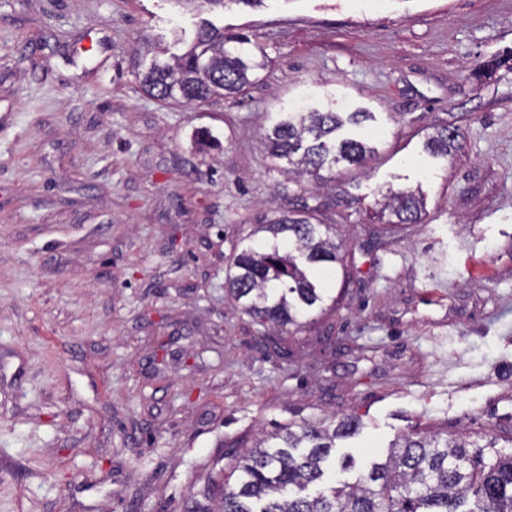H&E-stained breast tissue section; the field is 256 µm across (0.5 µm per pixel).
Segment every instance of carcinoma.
Listing matches in <instances>:
<instances>
[{
    "instance_id": "cac0c4a2",
    "label": "carcinoma",
    "mask_w": 512,
    "mask_h": 512,
    "mask_svg": "<svg viewBox=\"0 0 512 512\" xmlns=\"http://www.w3.org/2000/svg\"><path fill=\"white\" fill-rule=\"evenodd\" d=\"M266 67L265 53L249 35L227 34L210 22L195 31L187 51L163 61L134 55L133 75L148 96L167 104L234 98L254 85ZM304 106L280 112L265 134L274 165L297 181L320 185L336 179L346 163L360 165L375 152L374 136L343 137L347 125L373 118L365 108ZM463 134L443 127L426 137L424 149L445 159L460 147ZM423 198L405 189H388L366 209L367 217L395 230L422 220ZM272 241L235 255L224 282L229 296L260 326L285 334L305 327L304 319L324 310L327 284L336 268L346 269L349 248L326 238L316 209L280 211L262 225ZM353 414L317 427L288 425L239 456L224 479V512H512V431L482 430L450 436L446 432L404 433L384 460L362 470L355 481L326 482L338 467L349 471L354 459H336L337 442L357 434Z\"/></svg>"
}]
</instances>
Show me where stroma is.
I'll return each instance as SVG.
<instances>
[{
  "instance_id": "1",
  "label": "stroma",
  "mask_w": 512,
  "mask_h": 512,
  "mask_svg": "<svg viewBox=\"0 0 512 512\" xmlns=\"http://www.w3.org/2000/svg\"><path fill=\"white\" fill-rule=\"evenodd\" d=\"M257 35L236 98L164 105L132 49ZM512 0H0V512H220L281 426L357 414L358 466L410 431L512 430ZM376 115V154L303 193L263 133L301 98ZM461 127L448 159L427 132ZM214 142L195 146V131ZM422 222L366 218L387 187ZM353 253L334 312L263 337L224 288L273 210Z\"/></svg>"
}]
</instances>
